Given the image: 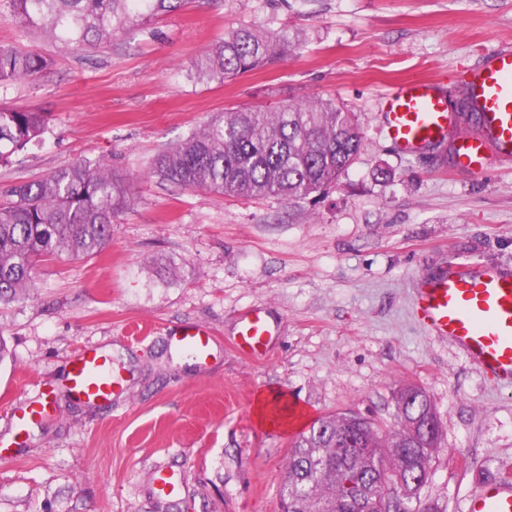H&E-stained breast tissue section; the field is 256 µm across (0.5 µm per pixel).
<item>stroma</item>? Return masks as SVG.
Segmentation results:
<instances>
[{
	"instance_id": "obj_1",
	"label": "stroma",
	"mask_w": 512,
	"mask_h": 512,
	"mask_svg": "<svg viewBox=\"0 0 512 512\" xmlns=\"http://www.w3.org/2000/svg\"><path fill=\"white\" fill-rule=\"evenodd\" d=\"M244 25L299 35L273 64L224 81L196 59ZM512 44V0H188L143 32L70 53L0 16V45L51 70L0 86V107L51 121L40 143L0 165V194L75 160L133 181V200L92 257L40 262L36 289L0 307V512H281L294 431L267 429L254 398L284 392L308 420L357 412L392 423L407 384L433 401L441 448L421 498L466 512L487 476L512 471V386L487 379L414 310L424 277L467 260L512 268V164L461 173L447 146L408 156L387 139L386 93L436 74L453 110L465 79ZM333 99L355 112L365 148L315 200L233 198L161 181L150 160L211 115ZM264 310L266 357L235 347ZM213 334L200 364L172 336ZM110 352L122 389L73 397L72 360ZM49 413L16 435L15 414ZM176 484L153 488L154 468Z\"/></svg>"
}]
</instances>
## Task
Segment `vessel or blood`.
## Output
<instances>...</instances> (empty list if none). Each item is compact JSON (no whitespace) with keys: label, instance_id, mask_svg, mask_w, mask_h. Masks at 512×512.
Wrapping results in <instances>:
<instances>
[{"label":"vessel or blood","instance_id":"vessel-or-blood-1","mask_svg":"<svg viewBox=\"0 0 512 512\" xmlns=\"http://www.w3.org/2000/svg\"><path fill=\"white\" fill-rule=\"evenodd\" d=\"M468 94L480 116L470 132L457 131L446 94L436 79L421 78L396 86L383 99L382 120L388 140L410 155L450 144L460 171L480 175L490 157L512 161V50L501 49L471 73ZM415 309L428 330L448 339L469 357L488 379L512 384V271H484L449 266L424 278ZM272 327L262 312L244 316L238 326L236 349L251 358L265 356ZM211 332L202 326L181 330L179 343L199 361H206ZM69 390L77 398L108 400L122 383L112 360L88 350L72 363ZM467 512H512V477L482 484L467 501Z\"/></svg>","mask_w":512,"mask_h":512}]
</instances>
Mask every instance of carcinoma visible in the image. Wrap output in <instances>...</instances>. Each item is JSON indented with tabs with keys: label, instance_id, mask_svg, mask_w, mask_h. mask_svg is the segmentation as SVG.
<instances>
[{
	"label": "carcinoma",
	"instance_id": "carcinoma-1",
	"mask_svg": "<svg viewBox=\"0 0 512 512\" xmlns=\"http://www.w3.org/2000/svg\"><path fill=\"white\" fill-rule=\"evenodd\" d=\"M185 0H0V15L26 32L76 53L173 12ZM293 40L242 27L201 55L195 77L222 83L288 54ZM52 65L40 55L0 45V86L34 77ZM49 114L0 108V163L41 140ZM365 141L355 113L330 101L290 103L220 113L176 147L158 155L152 174L171 184L225 196L305 200L350 168ZM129 179L103 163L76 161L12 187L0 203V304L27 298L39 262L99 253L112 225L131 203ZM395 396L396 425L351 412L325 415L291 446L280 497L283 512H386L384 500L402 479H419L402 512H436L421 500L441 447L440 425L417 424L436 414L422 389Z\"/></svg>",
	"mask_w": 512,
	"mask_h": 512
}]
</instances>
